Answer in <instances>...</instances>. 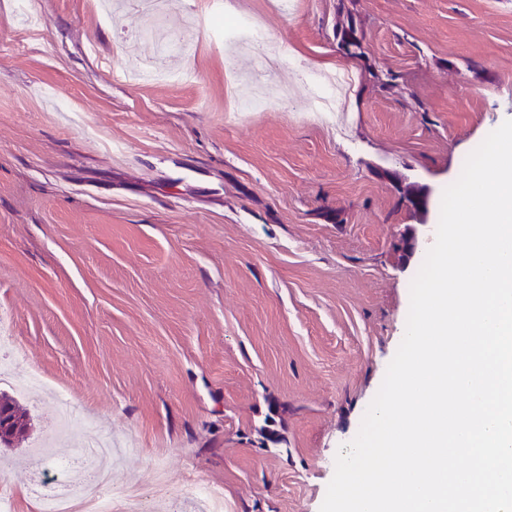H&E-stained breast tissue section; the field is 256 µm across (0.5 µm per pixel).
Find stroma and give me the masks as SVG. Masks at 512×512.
<instances>
[{"mask_svg": "<svg viewBox=\"0 0 512 512\" xmlns=\"http://www.w3.org/2000/svg\"><path fill=\"white\" fill-rule=\"evenodd\" d=\"M0 0V336L20 353L28 440L0 448V493L37 512L35 450L112 444V512H198L194 475L223 512H320L406 328L422 266L395 263L415 223L403 191L442 193L512 119V0H168L162 18L98 0ZM366 57L345 54L336 8ZM262 23L287 57L262 79L286 105L243 111L256 49L218 18ZM162 25L184 39L172 82L130 72ZM343 67L341 112H311L299 73ZM392 73L396 88L376 86ZM180 495L184 498L206 497L215 501L220 497L217 488L201 483L193 477H187L180 486Z\"/></svg>", "mask_w": 512, "mask_h": 512, "instance_id": "35a3bbf8", "label": "stroma"}]
</instances>
